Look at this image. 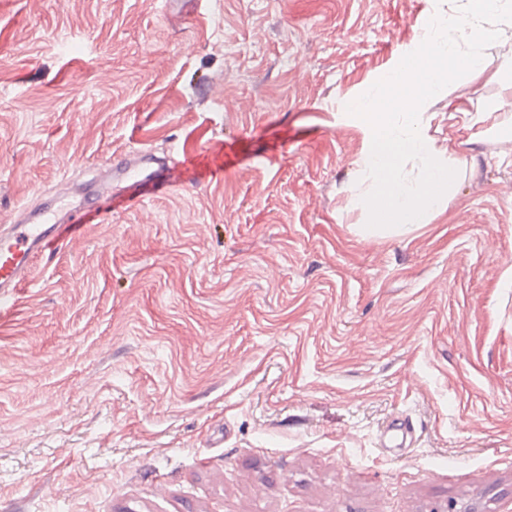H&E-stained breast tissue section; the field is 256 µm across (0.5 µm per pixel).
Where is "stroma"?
<instances>
[{"mask_svg":"<svg viewBox=\"0 0 512 512\" xmlns=\"http://www.w3.org/2000/svg\"><path fill=\"white\" fill-rule=\"evenodd\" d=\"M448 2L0 0V217L192 155L0 303V512H512V22L428 223L367 227L346 112Z\"/></svg>","mask_w":512,"mask_h":512,"instance_id":"35a3bbf8","label":"stroma"}]
</instances>
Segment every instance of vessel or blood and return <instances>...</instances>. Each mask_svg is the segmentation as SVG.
Returning a JSON list of instances; mask_svg holds the SVG:
<instances>
[{"label":"vessel or blood","mask_w":512,"mask_h":512,"mask_svg":"<svg viewBox=\"0 0 512 512\" xmlns=\"http://www.w3.org/2000/svg\"><path fill=\"white\" fill-rule=\"evenodd\" d=\"M176 163L184 167L188 161L183 158ZM176 163L148 149L122 154L108 162L106 183L92 179L71 197L18 207L10 224L0 229V302L15 296L34 261L61 243L62 226L75 224L120 198L141 202L171 190L169 169Z\"/></svg>","instance_id":"b4317fda"}]
</instances>
